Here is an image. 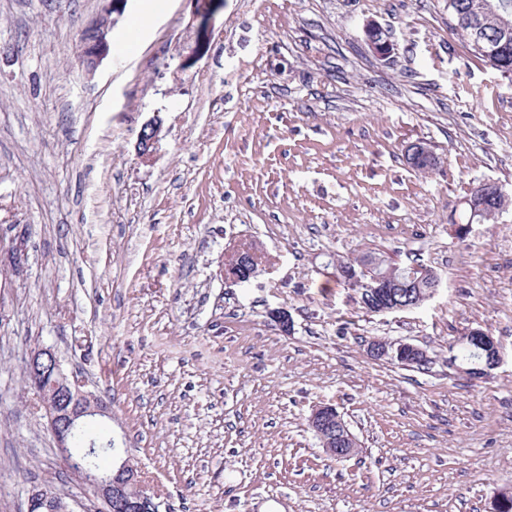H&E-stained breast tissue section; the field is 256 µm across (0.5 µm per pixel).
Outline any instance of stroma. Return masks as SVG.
Wrapping results in <instances>:
<instances>
[{
	"label": "stroma",
	"mask_w": 512,
	"mask_h": 512,
	"mask_svg": "<svg viewBox=\"0 0 512 512\" xmlns=\"http://www.w3.org/2000/svg\"><path fill=\"white\" fill-rule=\"evenodd\" d=\"M0 0V512L50 486L103 506L62 461L25 366L52 348L112 407L91 424L170 512H494L512 491V206L466 236L463 199L512 195V79L449 26L448 0ZM94 75L75 51L104 10ZM393 35L376 57L363 25ZM162 121L153 160L137 134ZM441 164L411 169L404 148ZM259 242L265 268L224 279ZM376 251L441 279L365 312L335 259ZM288 313L283 331L272 311ZM482 328L472 380L448 343ZM375 339L428 369L371 359ZM331 404L360 448L327 457ZM463 341L472 345H476L479 348L488 350L490 357L487 359V362L483 367V370L486 374L489 371L497 368L501 363V355L498 344L494 338L487 334L485 331L479 329H471L466 333Z\"/></svg>",
	"instance_id": "1"
}]
</instances>
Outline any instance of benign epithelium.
<instances>
[{
	"instance_id": "7a95c632",
	"label": "benign epithelium",
	"mask_w": 512,
	"mask_h": 512,
	"mask_svg": "<svg viewBox=\"0 0 512 512\" xmlns=\"http://www.w3.org/2000/svg\"><path fill=\"white\" fill-rule=\"evenodd\" d=\"M105 8L104 17L93 22L80 37L79 59L86 74L96 70L100 53L108 47L112 32V0ZM495 11L489 0H482L473 8L472 27L474 40L485 44L491 40L486 31L483 17ZM161 132V119L157 116L145 122L137 135L135 144L136 159L146 164L151 162L156 153ZM504 193L503 186L483 182L475 187L470 196L473 204L484 205L494 197ZM464 341L488 350L483 370L489 372L499 366L501 355L497 342L483 330L471 329ZM27 372L37 394L44 402V411L48 426L54 435L63 462L83 480L94 498L100 500L110 512H145L150 508L160 512L162 502L142 487V476L131 459L125 458L111 465L107 470H91L75 460L70 454L74 435L80 431L88 420L110 416L105 404L97 395L85 389V384L69 375L61 360L50 348H40L31 353ZM309 422L316 432L324 438V451L331 457L342 459L352 455L353 449L346 447L349 436L347 426L335 407L330 404L319 405L312 410ZM339 441L341 447L333 448L331 443ZM46 508L48 512H74L69 503L52 499L44 489H34L28 498V510L38 512Z\"/></svg>"
}]
</instances>
